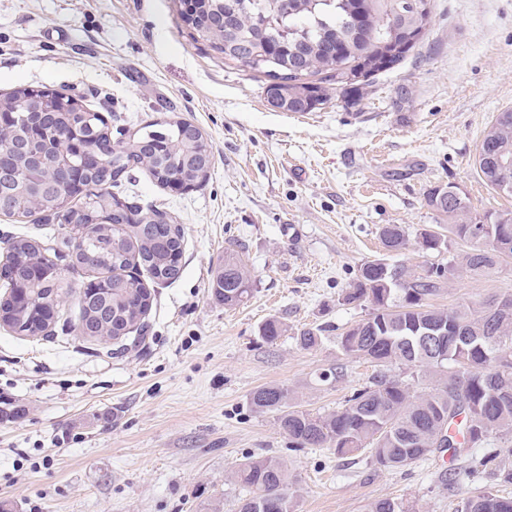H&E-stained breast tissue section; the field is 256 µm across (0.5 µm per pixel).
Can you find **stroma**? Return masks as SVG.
Returning <instances> with one entry per match:
<instances>
[{"instance_id": "35a3bbf8", "label": "stroma", "mask_w": 512, "mask_h": 512, "mask_svg": "<svg viewBox=\"0 0 512 512\" xmlns=\"http://www.w3.org/2000/svg\"><path fill=\"white\" fill-rule=\"evenodd\" d=\"M432 26L404 62L373 78L359 106L339 95L304 114L269 106L266 80L193 40L179 0H0V94L49 88L83 97L116 131L184 119L206 135V184L176 192L134 170L118 193L156 206L184 231L181 270L150 283L147 335L124 348L90 343L72 322L88 274L61 261L64 317L53 335L0 326V506L7 512H238L231 479L246 457L284 461L297 478L294 512H367L385 498L416 512H455L473 485H447L453 462L432 455L380 469L366 453L290 448L272 412L250 397L287 387L295 405L336 410L375 374L336 349L366 307L339 296L368 259L424 269L447 255L386 253L380 229L447 223L424 199L452 185L472 212L512 209L480 178L475 157L498 112L512 107V0H432ZM407 88L399 96V88ZM16 236L55 244L56 220L0 215V249ZM254 280L233 310L213 299L226 248ZM512 289V258L455 279L432 300L459 309ZM288 331L265 342L261 325ZM325 326L314 350L301 330ZM335 370V378L320 375Z\"/></svg>"}]
</instances>
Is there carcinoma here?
I'll use <instances>...</instances> for the list:
<instances>
[{"instance_id": "1", "label": "carcinoma", "mask_w": 512, "mask_h": 512, "mask_svg": "<svg viewBox=\"0 0 512 512\" xmlns=\"http://www.w3.org/2000/svg\"><path fill=\"white\" fill-rule=\"evenodd\" d=\"M195 40L224 55V64L246 67L266 78L265 94L284 112H311L329 100L328 86L355 106L365 97L371 79L398 67L431 27L432 0H192V12L181 13ZM28 90L18 88L6 99L24 122ZM80 129L89 143L111 146L112 168H91L80 187L62 176L24 177L14 192L13 211L20 217L51 212L72 243L70 262L92 276L84 287L112 308L102 321L99 308L79 298L74 330L97 329L96 341L121 336L143 320L152 306L151 292L127 273L142 267L157 282H170L180 272L183 229L175 222L153 223L158 210L143 209L112 192L127 169H144L160 185L172 180L203 186L209 173L184 166L195 140L184 135L186 120L147 124L121 139L97 113L79 104L76 112H60L57 127ZM482 180L494 191L512 196V107L499 112L484 136L477 157ZM428 206L448 215L441 230L423 229L416 244L423 253H441L448 244L466 248L448 263L419 272L411 265L366 260L341 294L345 305L372 308L336 336L338 353L383 368L394 364L415 368L436 380L429 391L385 371L354 389L342 408L312 413L290 403L288 389L268 385L250 398L258 412L277 413L280 429L293 448H327L338 457L366 451L380 468H400L435 452L448 451L466 464L449 482L484 483L481 493L461 499L457 512H512V496L499 489L512 486V468L502 463L494 439L512 437V291L497 298L504 307L440 309L426 304L445 284L463 273L479 276L512 257V237H501V226L512 227V211L488 210L471 215L466 198L452 187H433ZM155 224L152 235L141 225ZM383 248L400 252L410 239L400 224L380 229ZM11 263L4 267L5 287L30 288L29 303L14 310V322L30 336L47 335L41 310L61 300L63 255L31 237L9 242ZM251 275L235 249L224 251L211 280V295L233 308L248 300ZM434 329V336L423 332ZM287 326L277 318L262 325L261 337L276 342ZM320 327L302 330L296 342L304 350L322 343ZM244 491L239 512H292L295 477L272 457H250L232 473ZM369 512H413L394 499L374 502Z\"/></svg>"}]
</instances>
